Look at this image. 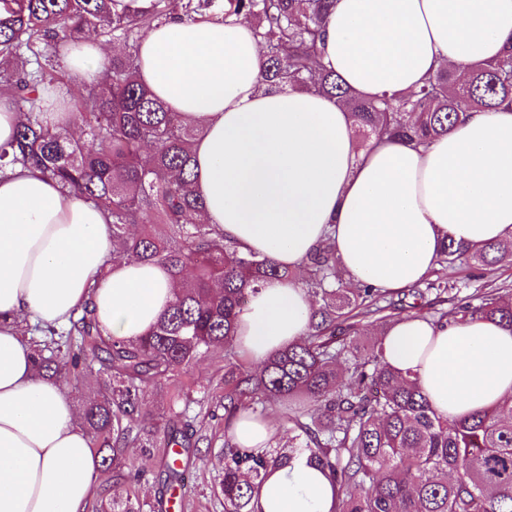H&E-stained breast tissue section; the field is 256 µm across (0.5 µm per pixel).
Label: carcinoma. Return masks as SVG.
<instances>
[{"instance_id": "1", "label": "carcinoma", "mask_w": 512, "mask_h": 512, "mask_svg": "<svg viewBox=\"0 0 512 512\" xmlns=\"http://www.w3.org/2000/svg\"><path fill=\"white\" fill-rule=\"evenodd\" d=\"M162 0L135 14L118 12L116 0H0V96L23 115L12 143L0 147V172L20 165L56 181L62 190L104 209L111 218L112 263L135 257L165 267L176 282L174 299L143 337L104 335L85 307L64 327L25 326L34 333L39 372L77 386L95 375L82 424L111 480L97 512H143L136 496L156 453L166 457V489H182L184 453L212 440L198 433L190 405L224 410V426L257 404H288L294 435L288 446L255 454L224 442L219 483L224 512H256L253 492L267 470L294 454L338 485L335 512H512V396L489 411L443 419L417 383L402 380L384 361L381 338L365 347V320L384 330L394 323L385 294L343 283L329 239L312 250L302 284L316 307L303 341L253 369L232 349L239 313L264 281L293 273L270 258L243 253L201 219L203 201L192 189V142L197 129L183 123L137 78V43L164 16ZM333 0H183V15L222 22L230 16L254 24L263 49L262 82L314 86L349 111L354 134L365 144L398 139L426 148L469 113L512 103V38L498 59L477 65L468 80L441 69L418 90L368 100L320 65V35ZM91 31L129 46L112 58L93 86L67 88L73 123L81 136L43 120L45 95L63 84L60 44ZM512 262L508 242L474 247L450 240L425 289L414 288V316L434 310L432 323L497 320L512 327V305L500 291L461 295L447 270L464 264L489 273ZM224 364V386L156 416L142 410V395L195 362ZM141 448L136 461L126 449ZM127 487L112 495V481Z\"/></svg>"}]
</instances>
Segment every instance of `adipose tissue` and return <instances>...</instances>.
<instances>
[{
    "instance_id": "1",
    "label": "adipose tissue",
    "mask_w": 512,
    "mask_h": 512,
    "mask_svg": "<svg viewBox=\"0 0 512 512\" xmlns=\"http://www.w3.org/2000/svg\"><path fill=\"white\" fill-rule=\"evenodd\" d=\"M512 0H336L321 61L360 96L405 93L439 68L459 73L500 55ZM93 84L109 54L92 36L63 47ZM138 79L199 135L194 190L204 219L240 250L296 271L330 239L355 284L396 292L426 278L444 241L512 239V107L471 113L428 147L384 138L360 144L347 109L316 89H270L246 20L193 22L174 14L137 47ZM175 293L168 271L112 262L104 212L17 167L0 175V512H88L99 458L70 386L37 375L19 324L67 322L90 306L112 337L148 333ZM312 299L297 279L265 282L238 319L237 349L253 363L306 335ZM384 360L410 374L442 417L512 396V329L475 319L440 328L418 317L392 325ZM267 416L242 413L238 447L269 451ZM259 512H333L326 472L295 454L269 469Z\"/></svg>"
}]
</instances>
